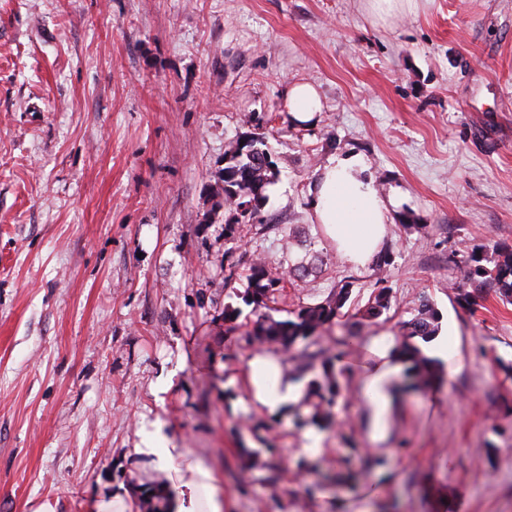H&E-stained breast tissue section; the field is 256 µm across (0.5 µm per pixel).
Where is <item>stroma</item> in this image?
<instances>
[{"instance_id":"1","label":"stroma","mask_w":512,"mask_h":512,"mask_svg":"<svg viewBox=\"0 0 512 512\" xmlns=\"http://www.w3.org/2000/svg\"><path fill=\"white\" fill-rule=\"evenodd\" d=\"M295 82L321 92L313 127L283 108ZM248 136L279 176L229 232L212 192ZM350 153L399 201L382 270L347 263L310 210L319 170ZM497 245L512 0H419L389 27L362 0H0V512L141 497L165 479L131 465L145 417L213 471L224 512H512V304L488 292L470 312L448 288L451 252ZM259 257L313 265L274 319L351 288L317 343L346 352L331 427L249 398L263 313L240 294ZM382 274L390 308L362 321ZM424 300L448 340L438 386L406 390L397 364L375 433L354 392ZM368 453L385 465L363 470Z\"/></svg>"}]
</instances>
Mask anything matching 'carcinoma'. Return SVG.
<instances>
[{"mask_svg":"<svg viewBox=\"0 0 512 512\" xmlns=\"http://www.w3.org/2000/svg\"><path fill=\"white\" fill-rule=\"evenodd\" d=\"M275 165L264 141L255 136L244 140L238 138L228 143L224 152V169L218 176L224 207L241 216L259 214L266 205L267 185L276 178L268 172ZM466 283L452 286L458 302L463 306L473 305V291L490 288L502 300L512 302V248L500 247L492 251L473 252L464 259ZM283 271L266 261L254 262L245 274L246 287L241 299L255 308H266L275 301L276 293L282 288ZM351 289L342 285L327 300L300 308L294 318L288 320L266 319L255 332V339L262 343H275L291 351L298 344L315 342L323 327L331 323L350 300ZM390 308V288L384 269H379L375 291L360 309V318L368 322L380 317ZM438 313L428 303L421 305L417 315L401 323L399 339L394 355L406 365V376L415 388H426L436 379L437 363L416 345L415 339L428 340L438 331ZM320 367L323 381L314 383L308 393L313 413L309 421L320 425L329 422L331 408L342 396L341 378L347 369L342 364L344 351L331 353L320 350Z\"/></svg>","mask_w":512,"mask_h":512,"instance_id":"cac0c4a2","label":"carcinoma"}]
</instances>
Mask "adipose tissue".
<instances>
[{
  "label": "adipose tissue",
  "mask_w": 512,
  "mask_h": 512,
  "mask_svg": "<svg viewBox=\"0 0 512 512\" xmlns=\"http://www.w3.org/2000/svg\"><path fill=\"white\" fill-rule=\"evenodd\" d=\"M284 108L292 124L310 126L323 105L314 85L299 82L288 86ZM366 171L361 155L337 159L324 166L310 191L315 222L322 224L342 257L356 266L366 264L379 252L390 213L388 203ZM394 374V367L384 361L363 380L362 392L375 424H382L388 413V386ZM249 385L252 402L272 411L302 396L299 385L285 375L280 359L264 351L249 361ZM139 434L135 466L146 472L168 474L164 491L175 512H222L215 477L192 457L189 449L172 443L157 421L141 426Z\"/></svg>",
  "instance_id": "adipose-tissue-1"
}]
</instances>
